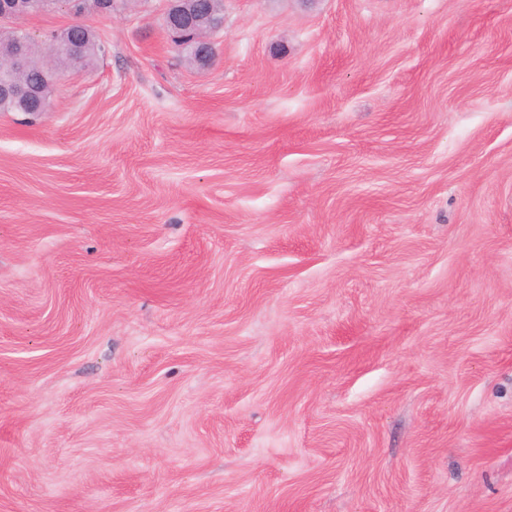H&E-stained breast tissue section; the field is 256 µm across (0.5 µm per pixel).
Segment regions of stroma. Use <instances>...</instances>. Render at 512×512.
<instances>
[{
    "mask_svg": "<svg viewBox=\"0 0 512 512\" xmlns=\"http://www.w3.org/2000/svg\"><path fill=\"white\" fill-rule=\"evenodd\" d=\"M165 0L0 112V512H512V0ZM168 7L165 12V26L169 33L184 30H200L208 26L209 33L217 32L223 27L211 28L204 14L211 4V0H167Z\"/></svg>",
    "mask_w": 512,
    "mask_h": 512,
    "instance_id": "35a3bbf8",
    "label": "stroma"
}]
</instances>
